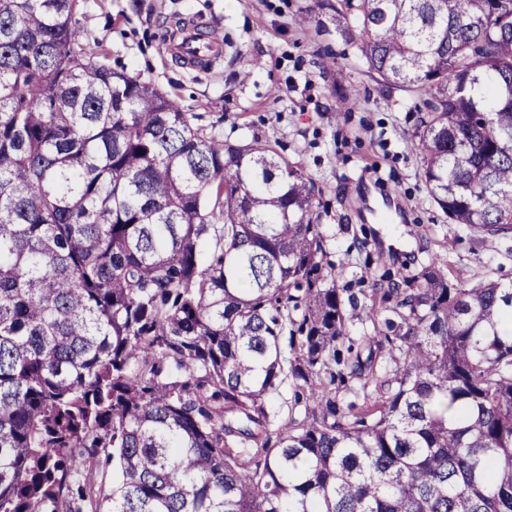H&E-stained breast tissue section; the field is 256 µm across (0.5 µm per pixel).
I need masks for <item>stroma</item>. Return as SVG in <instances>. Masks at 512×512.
Segmentation results:
<instances>
[{
	"label": "stroma",
	"mask_w": 512,
	"mask_h": 512,
	"mask_svg": "<svg viewBox=\"0 0 512 512\" xmlns=\"http://www.w3.org/2000/svg\"><path fill=\"white\" fill-rule=\"evenodd\" d=\"M332 2L79 0L73 24L102 63L175 97L199 125L238 143L260 137L301 168L318 189L314 213L338 261L336 285L359 306L369 304L359 284L366 258L402 272L425 247L468 283L512 280V236L477 238L428 200L410 148L417 102L371 78ZM188 21L224 46L208 68L185 70L167 51L168 35Z\"/></svg>",
	"instance_id": "obj_1"
}]
</instances>
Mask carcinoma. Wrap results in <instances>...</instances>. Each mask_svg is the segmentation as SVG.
I'll return each mask as SVG.
<instances>
[{
  "instance_id": "1",
  "label": "carcinoma",
  "mask_w": 512,
  "mask_h": 512,
  "mask_svg": "<svg viewBox=\"0 0 512 512\" xmlns=\"http://www.w3.org/2000/svg\"><path fill=\"white\" fill-rule=\"evenodd\" d=\"M336 3L419 101L429 201L512 236V0ZM76 7L0 0V512H512V282L368 256L360 309L312 181L97 60ZM286 382L313 407L274 430Z\"/></svg>"
}]
</instances>
